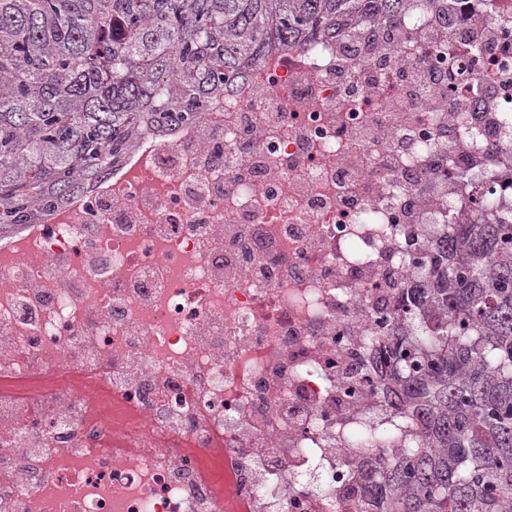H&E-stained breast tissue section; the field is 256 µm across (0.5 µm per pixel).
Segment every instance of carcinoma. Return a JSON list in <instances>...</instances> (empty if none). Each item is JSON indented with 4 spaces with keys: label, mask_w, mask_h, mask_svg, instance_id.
<instances>
[{
    "label": "carcinoma",
    "mask_w": 512,
    "mask_h": 512,
    "mask_svg": "<svg viewBox=\"0 0 512 512\" xmlns=\"http://www.w3.org/2000/svg\"><path fill=\"white\" fill-rule=\"evenodd\" d=\"M406 0H0V237L196 123L273 46L398 21ZM383 353L420 440L360 490L386 512H512V213L456 224Z\"/></svg>",
    "instance_id": "1"
}]
</instances>
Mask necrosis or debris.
<instances>
[{
	"instance_id": "necrosis-or-debris-1",
	"label": "necrosis or debris",
	"mask_w": 512,
	"mask_h": 512,
	"mask_svg": "<svg viewBox=\"0 0 512 512\" xmlns=\"http://www.w3.org/2000/svg\"><path fill=\"white\" fill-rule=\"evenodd\" d=\"M512 211V0L275 48L0 238V512H357L377 354L449 224Z\"/></svg>"
}]
</instances>
